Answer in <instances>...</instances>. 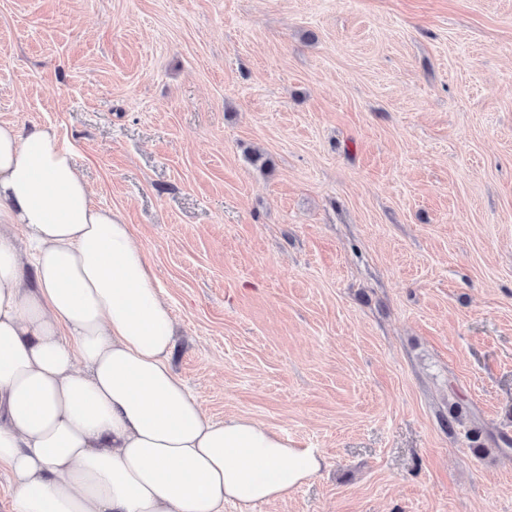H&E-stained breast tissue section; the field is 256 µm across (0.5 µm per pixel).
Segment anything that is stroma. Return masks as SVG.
I'll list each match as a JSON object with an SVG mask.
<instances>
[{
    "label": "stroma",
    "mask_w": 512,
    "mask_h": 512,
    "mask_svg": "<svg viewBox=\"0 0 512 512\" xmlns=\"http://www.w3.org/2000/svg\"><path fill=\"white\" fill-rule=\"evenodd\" d=\"M0 122L130 224L207 416L320 455L224 512H512V0H0Z\"/></svg>",
    "instance_id": "stroma-1"
}]
</instances>
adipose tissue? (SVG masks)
I'll return each instance as SVG.
<instances>
[{"label":"adipose tissue","instance_id":"adipose-tissue-1","mask_svg":"<svg viewBox=\"0 0 512 512\" xmlns=\"http://www.w3.org/2000/svg\"><path fill=\"white\" fill-rule=\"evenodd\" d=\"M21 226L26 245L12 235ZM130 225L54 129L0 124V473L11 512H224L319 471L255 420L208 417Z\"/></svg>","mask_w":512,"mask_h":512}]
</instances>
